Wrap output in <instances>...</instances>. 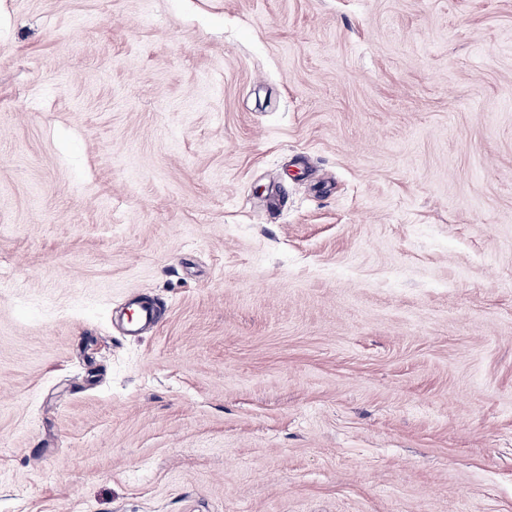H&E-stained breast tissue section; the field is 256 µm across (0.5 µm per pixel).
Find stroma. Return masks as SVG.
<instances>
[{"instance_id": "35a3bbf8", "label": "stroma", "mask_w": 512, "mask_h": 512, "mask_svg": "<svg viewBox=\"0 0 512 512\" xmlns=\"http://www.w3.org/2000/svg\"><path fill=\"white\" fill-rule=\"evenodd\" d=\"M0 512H512V0H0Z\"/></svg>"}]
</instances>
